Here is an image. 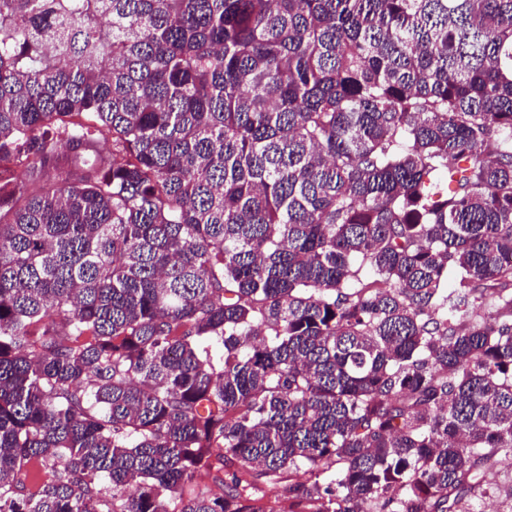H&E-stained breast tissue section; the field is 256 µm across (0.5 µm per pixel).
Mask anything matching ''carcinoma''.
I'll list each match as a JSON object with an SVG mask.
<instances>
[{
  "label": "carcinoma",
  "mask_w": 512,
  "mask_h": 512,
  "mask_svg": "<svg viewBox=\"0 0 512 512\" xmlns=\"http://www.w3.org/2000/svg\"><path fill=\"white\" fill-rule=\"evenodd\" d=\"M497 456L512 0H0V512H470Z\"/></svg>",
  "instance_id": "obj_1"
}]
</instances>
